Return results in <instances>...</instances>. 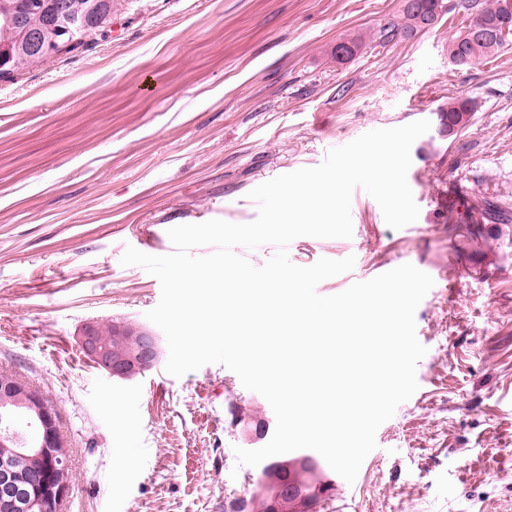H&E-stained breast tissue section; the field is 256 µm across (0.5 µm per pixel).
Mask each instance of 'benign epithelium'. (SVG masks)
Here are the masks:
<instances>
[{
  "label": "benign epithelium",
  "instance_id": "benign-epithelium-1",
  "mask_svg": "<svg viewBox=\"0 0 512 512\" xmlns=\"http://www.w3.org/2000/svg\"><path fill=\"white\" fill-rule=\"evenodd\" d=\"M95 0L74 7L72 0H60L56 5L60 32L68 39H51L42 43L48 54L61 51L104 34L90 23L96 12ZM113 335H101L100 325L88 321L77 333L83 354L115 379L130 381L153 368L160 360V336L151 328L112 322ZM65 443L58 426L55 410L41 393L17 379L0 389V512H59L69 483L67 461L53 462L49 467L24 470L26 461L46 457L50 449ZM293 460H283L265 468L259 490L248 504V512H280L284 500L291 494L289 469ZM332 483L317 478L307 497L290 502L291 512H317L322 498Z\"/></svg>",
  "mask_w": 512,
  "mask_h": 512
}]
</instances>
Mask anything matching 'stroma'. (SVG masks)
<instances>
[{"label":"stroma","mask_w":512,"mask_h":512,"mask_svg":"<svg viewBox=\"0 0 512 512\" xmlns=\"http://www.w3.org/2000/svg\"><path fill=\"white\" fill-rule=\"evenodd\" d=\"M122 4L107 36L0 79V373L57 411L59 512H233L256 473L235 450L269 438L232 427L228 408L276 426L223 365L177 379L160 362L121 381L83 355L80 325H144L160 299L157 278L121 265L126 248L165 255L171 227L251 222L258 185L368 131L435 120L457 96L476 103L466 127L411 147L415 222L391 229L358 187L351 238L302 236L287 252L301 267L354 257L323 296L406 263L434 280L415 312L418 389L322 512H512V41L458 69L460 16L381 37L403 0ZM486 200L507 223L483 219Z\"/></svg>","instance_id":"35a3bbf8"}]
</instances>
